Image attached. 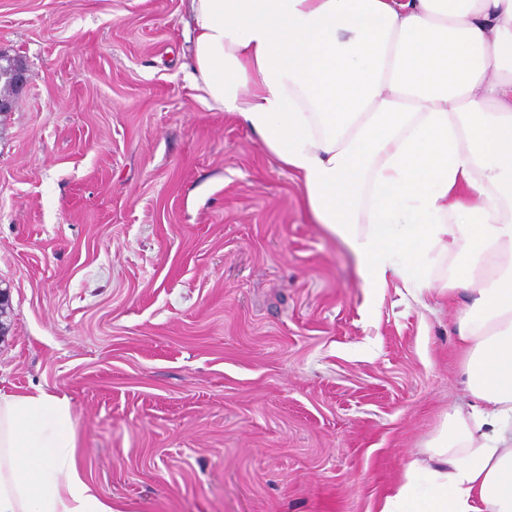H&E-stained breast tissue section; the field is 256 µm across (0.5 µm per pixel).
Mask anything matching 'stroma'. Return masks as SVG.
<instances>
[{
  "mask_svg": "<svg viewBox=\"0 0 512 512\" xmlns=\"http://www.w3.org/2000/svg\"><path fill=\"white\" fill-rule=\"evenodd\" d=\"M188 0H0V386L118 512H377L462 403L456 314L365 288L190 80ZM0 55H2V58L9 59L11 76V86L9 85L8 78H3L1 81L2 75L4 74L2 71H5L6 69L2 70L0 66V94L1 92L10 93L11 87L15 93L18 91L20 92L26 83L25 68L21 60L5 55L3 52H1Z\"/></svg>",
  "mask_w": 512,
  "mask_h": 512,
  "instance_id": "35a3bbf8",
  "label": "stroma"
}]
</instances>
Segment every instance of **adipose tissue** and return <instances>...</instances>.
<instances>
[{
  "label": "adipose tissue",
  "mask_w": 512,
  "mask_h": 512,
  "mask_svg": "<svg viewBox=\"0 0 512 512\" xmlns=\"http://www.w3.org/2000/svg\"><path fill=\"white\" fill-rule=\"evenodd\" d=\"M191 79L301 184L365 287L463 291L464 405L379 512H512V0H189ZM67 398L0 389V512H115Z\"/></svg>",
  "instance_id": "obj_1"
}]
</instances>
